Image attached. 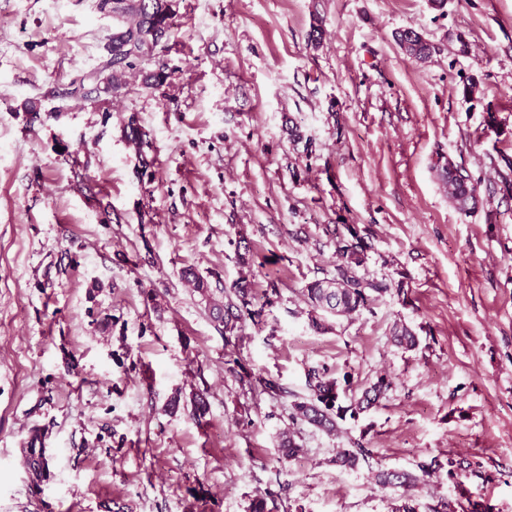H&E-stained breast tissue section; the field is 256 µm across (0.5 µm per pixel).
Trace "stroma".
I'll use <instances>...</instances> for the list:
<instances>
[{"instance_id": "35a3bbf8", "label": "stroma", "mask_w": 512, "mask_h": 512, "mask_svg": "<svg viewBox=\"0 0 512 512\" xmlns=\"http://www.w3.org/2000/svg\"><path fill=\"white\" fill-rule=\"evenodd\" d=\"M406 29L429 60L398 44ZM111 31L96 0H0V512H249L265 491L270 512H393L403 492L375 465L451 458L468 470L425 478L417 512L443 498L512 512V198L496 187L512 0H178L164 86L83 98ZM448 159L481 179L471 213L442 189ZM326 224L370 234L366 274L391 290L318 332L301 291L331 267ZM240 240L267 303L229 343L181 272L231 285ZM397 320L418 348L391 342ZM321 366L352 372L356 393L382 373L393 385L338 432L294 425ZM241 368L280 393L242 388ZM34 432L39 480L23 463ZM356 442L372 465L336 468ZM397 39L406 52L422 60L429 58L432 51L435 50L433 45L425 41L413 30H404L400 32L397 35Z\"/></svg>"}]
</instances>
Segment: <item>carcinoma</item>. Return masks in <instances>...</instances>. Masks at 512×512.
<instances>
[{
    "mask_svg": "<svg viewBox=\"0 0 512 512\" xmlns=\"http://www.w3.org/2000/svg\"><path fill=\"white\" fill-rule=\"evenodd\" d=\"M178 0H98L100 12L112 17V32L107 38L104 49L107 58L101 66L88 76L92 87L82 89V97L91 94L96 97L120 95L126 86L125 75L138 71L142 75V85L146 88L162 87L168 74L164 69H148L152 61L151 45L167 42L174 27ZM399 43L409 54L425 60L431 56L435 47L412 30H404L397 35ZM125 137L138 149L149 145L147 134L142 131L135 118H130L124 127ZM505 170L498 172V191L503 197H512V159L502 157ZM448 199L455 202L459 210L470 212L477 208V185L479 180L472 172L453 161L443 165ZM322 233L333 248L332 269L324 272L303 288L310 306L311 325L316 330L326 328L329 316H361L373 313L374 304L390 291L387 284L367 277L365 266L372 245L360 234L354 224H325ZM195 292L199 293L210 307L213 318L222 326L225 341L240 339L246 322L259 321L261 310L254 309L257 302L255 288L248 277L241 276L230 287L224 288V302L213 297L208 283L194 277ZM393 341L412 350L419 344L416 334L403 324L392 327ZM240 381L250 389L257 387L268 394L279 391L273 380L254 377L250 374L240 376ZM352 384L351 374L334 377L325 367L312 368L307 374L310 397L295 401L291 418L306 423L318 430L332 432L337 430L339 422L346 417L354 418L377 406L392 387V380L379 375L365 387L359 396L347 397L346 391ZM279 448L286 458L296 456L302 451L297 433L282 434ZM369 452L356 443L352 448H339L333 457L336 467L353 470L367 462ZM421 475L401 470L380 467L376 472L378 484L383 488L411 489L420 481V476H429L438 470L435 462L419 465Z\"/></svg>",
    "mask_w": 512,
    "mask_h": 512,
    "instance_id": "cac0c4a2",
    "label": "carcinoma"
}]
</instances>
